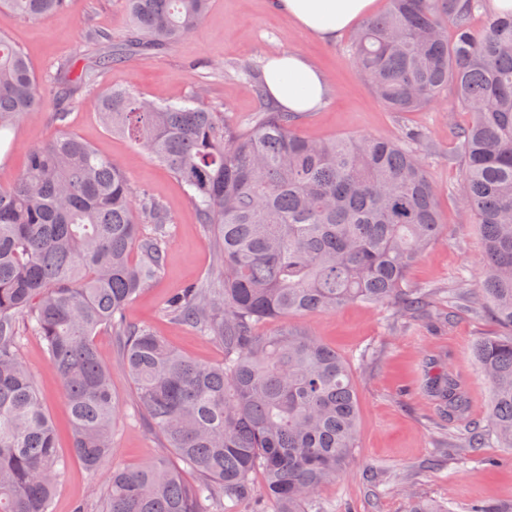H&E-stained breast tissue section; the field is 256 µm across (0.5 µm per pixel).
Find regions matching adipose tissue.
<instances>
[{"instance_id": "1", "label": "adipose tissue", "mask_w": 512, "mask_h": 512, "mask_svg": "<svg viewBox=\"0 0 512 512\" xmlns=\"http://www.w3.org/2000/svg\"><path fill=\"white\" fill-rule=\"evenodd\" d=\"M302 29L325 42L336 41L362 17L372 13L378 0H274ZM263 78L269 95L283 110L308 113L326 96L325 76L302 54L288 51L265 61Z\"/></svg>"}]
</instances>
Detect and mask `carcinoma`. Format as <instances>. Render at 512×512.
<instances>
[{
	"mask_svg": "<svg viewBox=\"0 0 512 512\" xmlns=\"http://www.w3.org/2000/svg\"><path fill=\"white\" fill-rule=\"evenodd\" d=\"M0 3L44 19L70 0ZM125 5L129 39L92 66L77 58L53 74L67 101L132 54L191 34L210 0ZM478 13L484 23L476 29ZM351 60L392 112L416 111L449 91L448 111L471 113L455 131L457 194L484 241L476 289L502 333L473 349L490 399L485 422L465 429V447L512 449V15L490 13L486 0H386L363 24ZM42 109L25 53L0 36V133ZM100 111L112 132L186 188L212 237L211 270L172 295L164 312L221 343L224 359L198 363L126 321L127 307L165 266L163 206L145 190L133 199L122 164L65 129L30 149L17 181L0 189V512H49L68 465L20 358L23 316L63 390L70 457L90 475L112 458L120 408L94 336L110 328L122 339L120 365L161 445L143 465L112 472L102 512H237L250 501L256 512H336L320 492L358 448L351 365L288 320L354 303H392L408 317L426 310L408 273L445 239L427 134L310 140L296 132L299 112L265 105L242 128L188 104H157L129 86L105 93ZM144 221L154 235H141ZM428 393L450 417L465 409L451 367ZM172 456L196 472L195 482Z\"/></svg>",
	"mask_w": 512,
	"mask_h": 512,
	"instance_id": "1",
	"label": "carcinoma"
}]
</instances>
